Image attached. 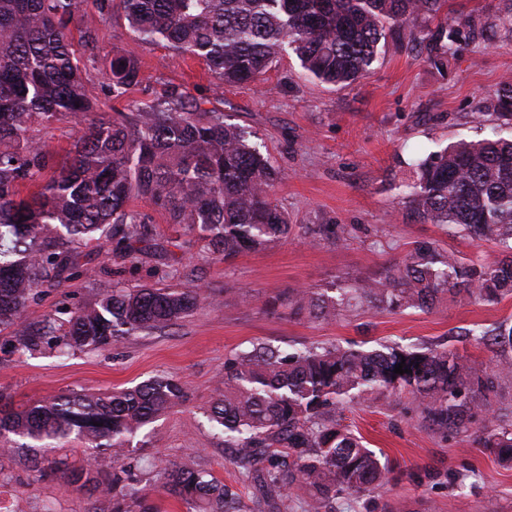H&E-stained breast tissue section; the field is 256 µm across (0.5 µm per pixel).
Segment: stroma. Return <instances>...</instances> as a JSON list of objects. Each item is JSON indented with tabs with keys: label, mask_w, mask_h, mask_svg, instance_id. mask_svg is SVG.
<instances>
[{
	"label": "stroma",
	"mask_w": 512,
	"mask_h": 512,
	"mask_svg": "<svg viewBox=\"0 0 512 512\" xmlns=\"http://www.w3.org/2000/svg\"><path fill=\"white\" fill-rule=\"evenodd\" d=\"M511 7L512 0H449L445 26H453L464 11L487 29L441 65L426 51L390 39L371 71L347 87L305 78L289 50L256 82L222 86L200 60L160 45L135 46L120 10L104 19L95 0H81L71 38L82 55L104 59L136 49L143 81L131 99L150 102L166 84H180L251 132L283 174L272 199L287 213L291 229L279 242L226 262L198 232L167 223L152 205L134 201L135 209L153 218L152 239L132 258L98 242L82 247L76 276L59 287L40 285L21 324L48 331L68 310L97 301L102 284L116 276L134 287L173 270L182 287H203L205 300L162 331L70 355L60 354L53 337L36 351L18 354L15 328L0 330V390L24 407L72 390L104 392L157 375L174 377L185 401L138 433L127 462L158 457L203 469L249 505L259 495L258 485L238 450L227 447L204 414L216 377L236 353L257 343L290 353L365 342L452 349L490 365L492 352L469 331L512 322L510 296L487 304L463 293L426 312H381L362 305L331 321L288 314L280 299L296 289L332 295L354 280L379 278L424 241L466 263L499 259L493 242L408 219L402 186L412 179L417 160L448 144L512 135V124L497 119L492 108L500 84L512 79V34L491 25ZM89 32L95 37L91 49L82 45ZM343 422L388 461L395 478L365 495L337 499L335 512H415L419 505L424 512H512V467L475 441L432 430L410 395L351 404ZM28 458L24 450L0 451V501L20 512H87L96 491L74 490L59 475L35 480Z\"/></svg>",
	"instance_id": "stroma-1"
}]
</instances>
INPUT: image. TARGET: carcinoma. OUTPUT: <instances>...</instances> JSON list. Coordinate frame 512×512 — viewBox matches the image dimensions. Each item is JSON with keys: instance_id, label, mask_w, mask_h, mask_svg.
Masks as SVG:
<instances>
[{"instance_id": "obj_1", "label": "carcinoma", "mask_w": 512, "mask_h": 512, "mask_svg": "<svg viewBox=\"0 0 512 512\" xmlns=\"http://www.w3.org/2000/svg\"><path fill=\"white\" fill-rule=\"evenodd\" d=\"M118 4L138 44H162L203 61L226 85L256 79L289 46L305 75L345 87L365 75L389 30L415 40L410 25L438 18L447 0H98L101 18ZM79 0H0V326L9 327L45 283L70 279L78 249L112 242L131 257L153 234L152 217L131 206L151 201L170 224L198 230L212 252L229 260L288 234L289 219L270 198L278 171L249 141V133L202 107L181 86L169 84L149 103L127 98L142 82L135 51L105 62L108 92L125 111L87 119L92 105L81 60L69 37ZM476 17L426 33L429 60L457 52L460 37L475 33ZM494 108L512 121V80L502 82ZM66 121L73 140L69 162L54 170L49 152L34 145L33 126ZM35 187L29 198L22 189ZM407 210L419 220L451 227L472 239L498 244L503 258L488 265L461 262L423 242L379 280L355 281L336 296L294 291L284 306L326 320L353 301L377 311L429 310L463 291L488 304L512 294V140L459 141L420 160L404 184ZM203 294L173 284L105 290L95 304L63 321V345L102 348L123 336L163 330L196 308ZM496 353L483 369L450 349L426 351L313 346L284 353L258 343L224 362L206 410L228 447L267 463L259 469L264 504L288 512V491L306 495L304 512H334L342 495H360L389 481L388 463L342 424L355 402L406 392L420 402L435 431L474 438L512 464V424L493 412L492 395L512 378V323L474 330ZM46 335L18 331L17 350L38 349ZM408 372L394 373L399 363ZM172 377L157 376L110 393L70 392L13 407L0 393V441H33L32 471L41 480L59 471L77 490L99 491L90 512H156L131 487L123 464L137 433L185 401ZM79 439L112 452V463L44 466L38 449ZM146 471L191 512H249L238 493L207 473L160 460Z\"/></svg>"}]
</instances>
